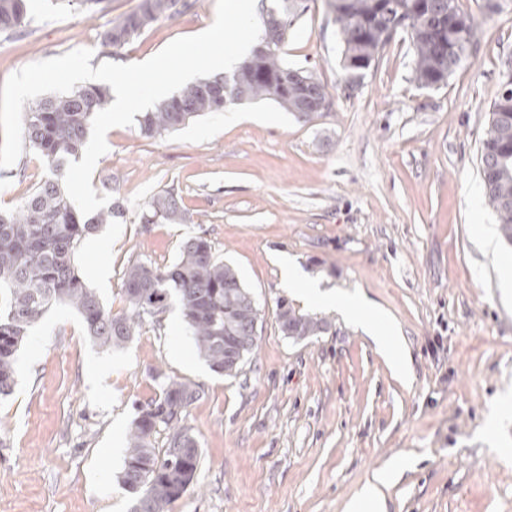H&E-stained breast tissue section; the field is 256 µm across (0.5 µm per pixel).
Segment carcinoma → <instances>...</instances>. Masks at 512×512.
Returning a JSON list of instances; mask_svg holds the SVG:
<instances>
[{
	"instance_id": "obj_1",
	"label": "carcinoma",
	"mask_w": 512,
	"mask_h": 512,
	"mask_svg": "<svg viewBox=\"0 0 512 512\" xmlns=\"http://www.w3.org/2000/svg\"><path fill=\"white\" fill-rule=\"evenodd\" d=\"M305 0H284V10L270 11L263 24L265 36L275 40L273 49L251 54L227 76L207 77L189 83L159 102L139 119L142 135L161 136L194 118L218 111L224 98L238 102L270 99L302 119L307 97L328 99L324 84L310 70L299 72L297 84L281 90L279 78L293 73L281 57L294 17L305 10ZM177 0H140L138 8L123 16L103 33V44L121 47L142 29L171 15ZM346 0L333 13L342 46L344 69L357 77L363 67L379 58L398 33L408 36L413 49V80L424 88H438L469 58L478 23L465 13L459 0ZM27 0H0V31L19 29L27 21ZM109 88L89 84L69 93L46 98L30 107L23 120V139L37 150L51 175L19 206L0 213V397L12 394L16 356L30 329L52 308L69 306L82 317L88 335L100 347L118 349L131 341L145 317L162 313L172 299L179 302L186 329L198 353L212 370L227 376L238 374L240 365L224 361V352L236 350L242 359L258 346L253 333L257 316L253 297L236 271L217 259L203 236L181 242L177 261L166 268L146 262L126 266L121 292L126 309L112 313L79 274L75 254L81 242L100 225L112 223L120 213L111 206L88 217L67 197L63 170L78 158L93 116L107 107ZM481 176L486 200L494 210L502 238L512 244V66L503 71L501 88L492 104L487 132L481 142ZM183 213L171 194H159L149 202L145 223L166 212ZM280 331L291 338L317 336L327 326L324 319L300 314L288 304L278 305ZM200 390L186 382L163 381L155 398L138 407L129 432L119 481L133 495L130 512H169L170 506L194 484L186 473L197 472L200 448L184 424L188 408ZM167 432L166 448L159 451L154 435Z\"/></svg>"
}]
</instances>
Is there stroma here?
<instances>
[{"instance_id": "stroma-1", "label": "stroma", "mask_w": 512, "mask_h": 512, "mask_svg": "<svg viewBox=\"0 0 512 512\" xmlns=\"http://www.w3.org/2000/svg\"><path fill=\"white\" fill-rule=\"evenodd\" d=\"M138 3L30 0L27 24L0 32V84L79 48L93 50L94 68L141 62L216 13V0H178L174 16L125 46L103 45ZM497 3L491 12L485 0H460L479 42L438 88L413 81L403 34L348 87L328 2L308 0L281 54L316 72L327 110L304 121L270 100L229 103L154 138L135 125L108 131L92 185L122 214L81 243L85 283L121 312L129 263L169 266L182 240L204 236L258 304V349L229 377L199 356L178 302L114 350L93 343L77 312L52 308L0 398V512H130L118 479L128 432L169 378L201 389L185 420L201 451L196 481L170 512H343L374 471L403 458L411 464L386 489L388 512H512V412L485 431L497 395L512 396V295L501 288L512 245L484 242L497 217L480 175L489 108L512 58V0ZM234 110L246 120L225 119ZM48 174L24 148L0 169V210ZM164 192L185 220L144 223ZM286 260L321 290L380 310L381 327L407 348L410 381L352 316L298 301ZM283 301L327 329L284 336Z\"/></svg>"}]
</instances>
